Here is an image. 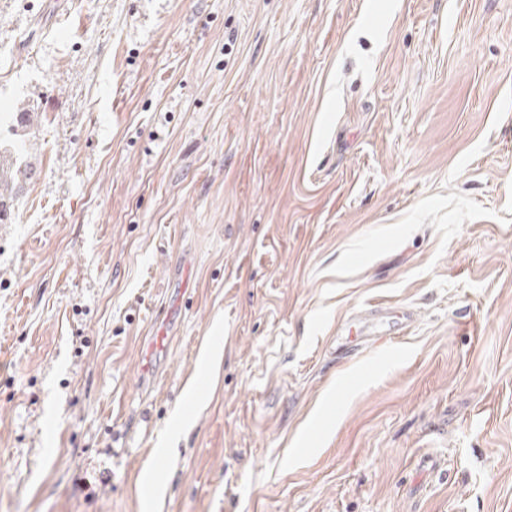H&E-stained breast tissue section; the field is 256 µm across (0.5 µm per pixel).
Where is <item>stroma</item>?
<instances>
[{
    "label": "stroma",
    "instance_id": "1",
    "mask_svg": "<svg viewBox=\"0 0 512 512\" xmlns=\"http://www.w3.org/2000/svg\"><path fill=\"white\" fill-rule=\"evenodd\" d=\"M0 145V512H512V0H0ZM12 169V173L16 176L21 177L23 182L29 179L32 175L31 171H27L26 166L23 167V161H20L17 156L15 157V153L9 154L8 156L4 155L2 151L0 152V223L2 224L6 219L9 213L4 209L3 204V176H4V168Z\"/></svg>",
    "mask_w": 512,
    "mask_h": 512
}]
</instances>
